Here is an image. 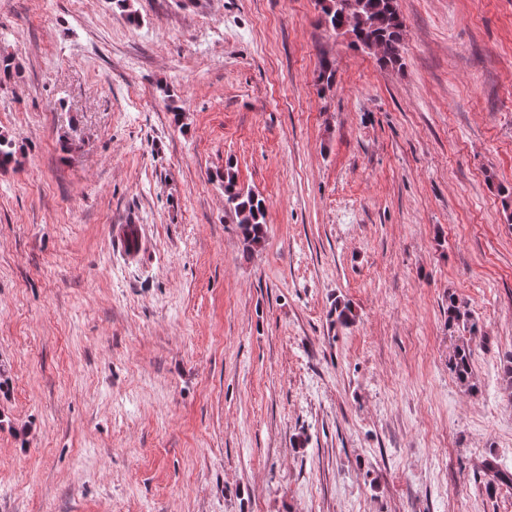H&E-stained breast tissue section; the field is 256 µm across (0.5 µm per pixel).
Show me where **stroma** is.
I'll use <instances>...</instances> for the list:
<instances>
[{
  "label": "stroma",
  "instance_id": "35a3bbf8",
  "mask_svg": "<svg viewBox=\"0 0 512 512\" xmlns=\"http://www.w3.org/2000/svg\"><path fill=\"white\" fill-rule=\"evenodd\" d=\"M398 7L0 0V512H512V0ZM324 23L356 47L379 49L383 66L400 65L405 23L397 0H318ZM224 194L228 208L238 217L246 245L260 244L266 235L265 201L258 194L237 189L229 170L224 174ZM448 327L454 329L458 335L476 336L479 333V325L467 308V304L460 302L455 296L448 298ZM450 370L462 385L472 389V351L467 343L462 342L455 346L450 359Z\"/></svg>",
  "mask_w": 512,
  "mask_h": 512
}]
</instances>
